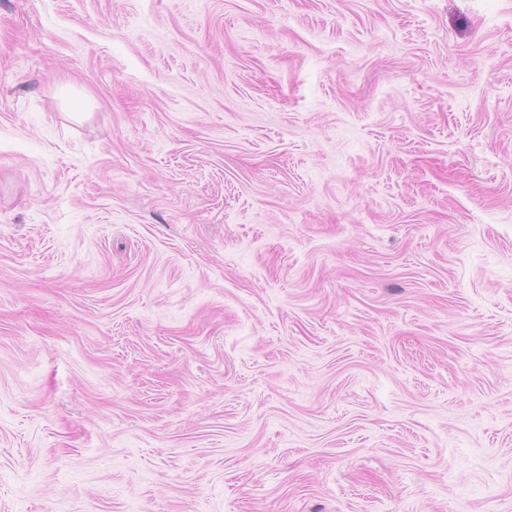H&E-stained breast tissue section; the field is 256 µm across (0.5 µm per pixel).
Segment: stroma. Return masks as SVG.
<instances>
[{"mask_svg":"<svg viewBox=\"0 0 512 512\" xmlns=\"http://www.w3.org/2000/svg\"><path fill=\"white\" fill-rule=\"evenodd\" d=\"M0 512H512V0H0Z\"/></svg>","mask_w":512,"mask_h":512,"instance_id":"1","label":"stroma"}]
</instances>
